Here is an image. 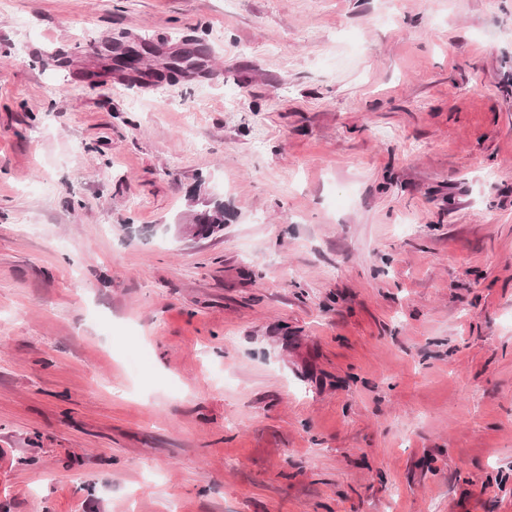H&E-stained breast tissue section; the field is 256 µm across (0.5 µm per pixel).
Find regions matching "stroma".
<instances>
[{
    "instance_id": "stroma-1",
    "label": "stroma",
    "mask_w": 512,
    "mask_h": 512,
    "mask_svg": "<svg viewBox=\"0 0 512 512\" xmlns=\"http://www.w3.org/2000/svg\"><path fill=\"white\" fill-rule=\"evenodd\" d=\"M0 512H512V0H0ZM190 224H196L200 234L211 235L224 228V203L209 199L193 206L189 213ZM206 237V238H207Z\"/></svg>"
}]
</instances>
